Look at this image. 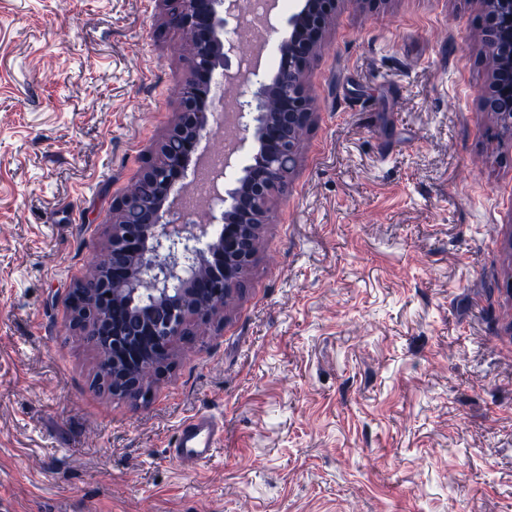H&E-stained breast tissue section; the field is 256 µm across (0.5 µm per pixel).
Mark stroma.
Masks as SVG:
<instances>
[{"label":"stroma","instance_id":"35a3bbf8","mask_svg":"<svg viewBox=\"0 0 512 512\" xmlns=\"http://www.w3.org/2000/svg\"><path fill=\"white\" fill-rule=\"evenodd\" d=\"M481 0H338L245 289L138 411L64 304L190 76L164 0H0V512H512V140ZM222 418L216 458L169 457ZM224 437V425L200 412L185 420L168 449L169 455L187 465L210 462Z\"/></svg>","mask_w":512,"mask_h":512}]
</instances>
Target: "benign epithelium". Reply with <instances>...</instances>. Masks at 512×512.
I'll use <instances>...</instances> for the list:
<instances>
[{
    "mask_svg": "<svg viewBox=\"0 0 512 512\" xmlns=\"http://www.w3.org/2000/svg\"><path fill=\"white\" fill-rule=\"evenodd\" d=\"M336 2H299L288 15L281 69L269 78L260 76L261 50H254L244 72L236 65L240 47L225 37L242 23L244 0H166L168 24L189 35L192 79L182 89L176 125L138 175L137 182L152 184V196L133 213L130 193L119 198L106 249L112 262L95 263L66 298L70 328L97 351L96 392L140 409L150 396V376L171 367L198 325L221 322L225 303L244 287L270 201L298 168L302 134L314 116L307 75ZM483 5L489 79L478 92V110L512 139V0ZM224 108L236 117L237 152L250 147L254 155L234 187L215 188L228 206L213 216L224 225L213 234L208 224L173 220L180 198L172 191L189 164L203 158L198 144L216 130ZM133 307L130 321L123 310Z\"/></svg>",
    "mask_w": 512,
    "mask_h": 512,
    "instance_id": "benign-epithelium-1",
    "label": "benign epithelium"
}]
</instances>
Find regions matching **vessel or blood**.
<instances>
[{
  "label": "vessel or blood",
  "mask_w": 512,
  "mask_h": 512,
  "mask_svg": "<svg viewBox=\"0 0 512 512\" xmlns=\"http://www.w3.org/2000/svg\"><path fill=\"white\" fill-rule=\"evenodd\" d=\"M223 437V424L201 412L181 424L169 454L187 465L207 463L216 456Z\"/></svg>",
  "instance_id": "obj_1"
}]
</instances>
